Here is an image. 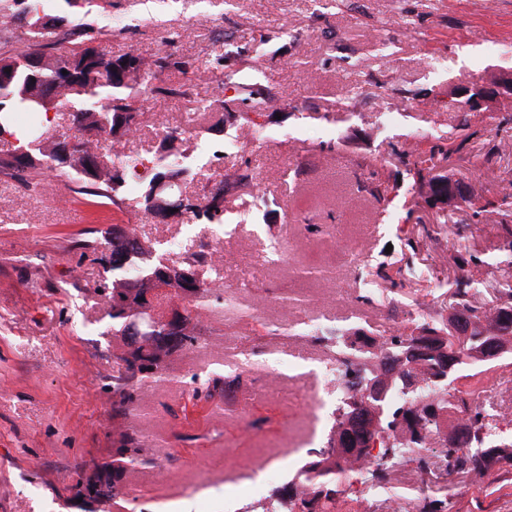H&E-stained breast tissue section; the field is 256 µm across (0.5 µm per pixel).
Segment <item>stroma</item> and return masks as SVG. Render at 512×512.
Listing matches in <instances>:
<instances>
[{"label":"stroma","mask_w":512,"mask_h":512,"mask_svg":"<svg viewBox=\"0 0 512 512\" xmlns=\"http://www.w3.org/2000/svg\"><path fill=\"white\" fill-rule=\"evenodd\" d=\"M40 14L102 30L106 51L136 49L199 60L182 74L157 73L161 86L187 83L193 98L149 99L129 155L155 151L166 128L193 115L188 142L199 170L187 193L225 171L249 166L265 195L224 197L225 221L161 222L118 209L67 179L28 187L0 173V512H84L70 475L110 458L112 438L133 429L151 464L126 473L130 496L111 512H245L287 487L304 451L325 445L336 417L320 363L334 344L309 338L322 328L360 327L382 338L392 317L407 323L450 316L452 283L465 275L489 307L512 281L498 216L473 223L465 203L437 223L411 169L414 163L466 184L470 192L512 201V137L499 129L512 105L467 112L464 91L512 70V0H37ZM189 37L173 39L179 29ZM278 39L264 41L267 31ZM253 62L242 82L281 88L285 100L261 135L244 142L233 127L209 133L211 113L196 101L222 90L207 62L228 49ZM475 134L462 140V121ZM458 153H432L436 143ZM501 144L494 161L486 155ZM223 147V160L213 151ZM378 172L383 192L360 186ZM321 225L311 232L307 223ZM133 227L157 247L223 252L224 299L203 310L210 334L173 356L161 380L136 391L127 416L112 411L119 365L107 335V303L96 288L106 275L102 234ZM476 264L458 269L450 248ZM408 273L399 300L385 279ZM276 335L266 334V327ZM242 371L229 397L193 403L194 379L225 366ZM278 375L269 385V375ZM320 391L324 408L308 401ZM476 402L496 421L512 417V361L487 373ZM401 505L445 498L453 512H512V468L479 483L424 472L411 462L392 472Z\"/></svg>","instance_id":"stroma-1"}]
</instances>
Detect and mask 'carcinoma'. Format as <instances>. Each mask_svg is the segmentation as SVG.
I'll return each mask as SVG.
<instances>
[{
    "mask_svg": "<svg viewBox=\"0 0 512 512\" xmlns=\"http://www.w3.org/2000/svg\"><path fill=\"white\" fill-rule=\"evenodd\" d=\"M37 0H0V23L22 28L26 48L0 53V136L16 137L19 146L0 154V173L22 171L29 184L37 185V178L45 171H59L80 185L87 194L106 198L114 205L125 202L120 189L126 178L139 174L143 190L136 201L138 207L155 212V200L162 199L198 224L224 223V198L203 187L202 193L190 195L185 191L183 174L187 169L180 161L188 158L187 150L175 149V143L187 141L190 125L169 127L163 133L156 157L148 160L140 156L113 153L115 146L129 139L141 126L144 103L157 96L190 97L192 92L183 86H157L154 75L162 70L185 72L195 66V61L166 54L149 59L131 50L112 55L102 48L101 32L88 26L62 29L63 16L39 15ZM60 32L75 41L76 48L68 54L49 55L43 51L45 41ZM211 64L225 70L224 84L232 83L239 68L245 65L244 52L236 49L224 52ZM45 86L72 108V126L69 132L51 134L41 128L40 116L49 107L28 97L38 86ZM241 101L272 102L280 100L273 87L258 83L239 86ZM218 108L219 120L211 129L221 130L229 124L239 130L255 129L248 112H237L228 107L224 95L207 101L203 110ZM30 113L35 124L26 130L16 128L14 115ZM255 177L245 169L224 176L221 186L252 185ZM474 215L497 213L502 216V230L508 250L512 251V202L486 201L480 195L468 199ZM104 243L111 254L103 257L106 270L112 274L110 283L101 288L107 299L108 317L112 320V336L126 342L127 322L141 318L156 322V303L167 298L178 301L185 313L186 347L201 341L204 331L200 326L199 310L205 299L220 300L216 280L220 271L214 256L200 249L177 259L171 251H158L155 245L140 240L134 232L124 236H104ZM477 284L462 276L454 282L458 306L469 313L471 338L469 342L448 341V359L452 366L448 372L437 370L438 361L431 356L415 368L422 385H407L408 373L400 372L393 386L382 399L373 402L384 412L382 432L392 438L390 449H373L358 445L337 451L334 445L336 420L331 427L327 446L308 453V458L288 482V493L273 494L266 498L260 512H335L336 499L343 493L342 479L352 468L363 474L362 484L383 487L391 483L392 469L404 462H415L428 467L429 452L438 440H443V459L448 474H457L472 481H481L493 470L512 466V441L503 440L484 422L481 412L470 406L467 392L454 385L457 372L477 357L470 351L481 347L501 335L503 325L498 322L501 306L486 308L477 297ZM419 336H447L448 321L432 320L416 326ZM328 334L336 339L339 364L344 374L374 369L373 360L386 352L396 355L408 351L404 345L406 334L400 332L378 342L361 329H330ZM176 354L158 346L144 353L126 354L120 350L115 358L120 362L118 375L112 378V410L124 415L129 410L134 391L160 379L166 360ZM237 376L226 372L207 379L202 387L192 389V400L207 401L215 394L231 393ZM437 402L445 411L442 417L428 414L429 406ZM404 413L405 424L391 426L392 417ZM138 448L134 433H122L112 442V460L93 463L92 475L84 469L76 472L73 485L75 498H81L80 488L89 484L91 476L100 481V488L87 505L102 506L109 501L128 495L124 483L127 470L146 465ZM412 512H452L446 499L418 498Z\"/></svg>",
    "mask_w": 512,
    "mask_h": 512,
    "instance_id": "obj_1",
    "label": "carcinoma"
}]
</instances>
